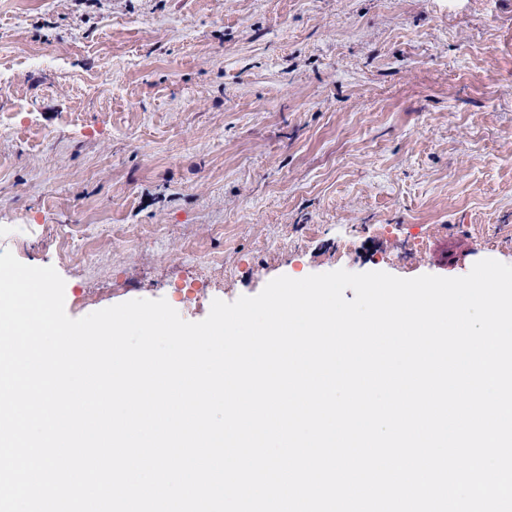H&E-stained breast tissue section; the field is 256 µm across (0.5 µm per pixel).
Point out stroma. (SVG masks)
Wrapping results in <instances>:
<instances>
[{
    "mask_svg": "<svg viewBox=\"0 0 512 512\" xmlns=\"http://www.w3.org/2000/svg\"><path fill=\"white\" fill-rule=\"evenodd\" d=\"M0 116V249L73 318L512 265V0H0Z\"/></svg>",
    "mask_w": 512,
    "mask_h": 512,
    "instance_id": "obj_1",
    "label": "stroma"
}]
</instances>
